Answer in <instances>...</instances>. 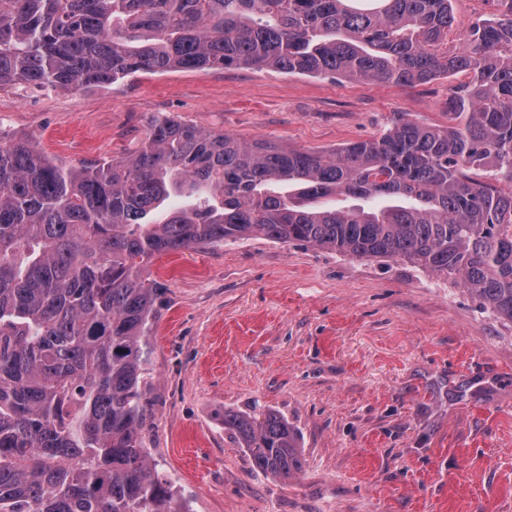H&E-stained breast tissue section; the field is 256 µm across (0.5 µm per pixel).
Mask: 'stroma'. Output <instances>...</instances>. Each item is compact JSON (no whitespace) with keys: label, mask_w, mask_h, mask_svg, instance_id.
<instances>
[{"label":"stroma","mask_w":512,"mask_h":512,"mask_svg":"<svg viewBox=\"0 0 512 512\" xmlns=\"http://www.w3.org/2000/svg\"><path fill=\"white\" fill-rule=\"evenodd\" d=\"M459 33L497 0H453ZM448 78L414 87L256 67L140 74L77 91L0 86V132L66 166L138 150L153 119L330 151L397 113L448 122ZM149 452L193 512H512V324L459 280L261 237L154 263ZM271 409L303 467L263 473L225 410Z\"/></svg>","instance_id":"1"}]
</instances>
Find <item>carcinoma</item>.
Segmentation results:
<instances>
[{"label": "carcinoma", "mask_w": 512, "mask_h": 512, "mask_svg": "<svg viewBox=\"0 0 512 512\" xmlns=\"http://www.w3.org/2000/svg\"><path fill=\"white\" fill-rule=\"evenodd\" d=\"M499 3L450 52L451 0H0V84L241 66L468 77L448 126L403 112L333 152L152 120L137 152L67 167L0 135V512H188L146 445L160 288L144 272L181 250L260 236L397 258L512 323V0ZM172 196L194 202L146 222ZM224 429L272 477L300 471L277 413L226 410Z\"/></svg>", "instance_id": "cac0c4a2"}]
</instances>
